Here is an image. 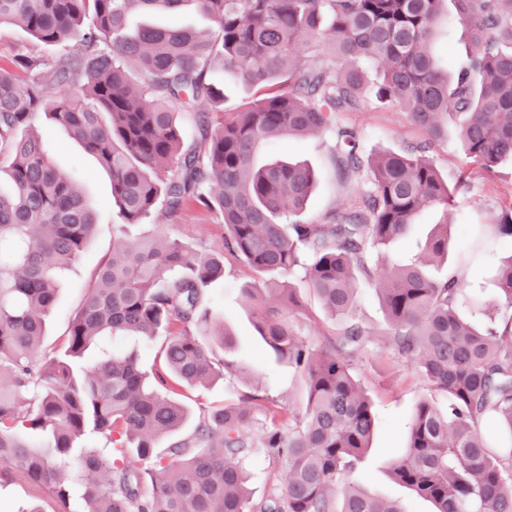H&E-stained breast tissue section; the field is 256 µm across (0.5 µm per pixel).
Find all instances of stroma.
<instances>
[{"label":"stroma","mask_w":512,"mask_h":512,"mask_svg":"<svg viewBox=\"0 0 512 512\" xmlns=\"http://www.w3.org/2000/svg\"><path fill=\"white\" fill-rule=\"evenodd\" d=\"M436 60L450 69L462 66L472 51V41L459 23L453 0H445L443 15L431 40ZM367 84L360 108L339 113L336 123L358 134L363 156L394 151L403 152L423 138L406 112L392 105L379 104L375 98L378 71L375 64L365 63ZM55 166L76 172L84 195L98 213L95 236L81 258L65 271L53 312L49 319L46 347L61 345L74 311L80 305L100 262L112 251V226L118 221L111 206V184L108 174L96 159L87 154L61 127L45 121L36 125ZM334 132L317 136L293 137L264 146L256 155L260 164L289 158L308 164L316 173L317 187L309 198L303 217L318 220L332 208L354 198V188L336 178L331 157ZM429 157L448 182L465 176L464 187L454 197L448 212L427 207L416 216L406 234L390 244L385 255L388 262L407 263L422 251L434 224L449 218L448 260L430 270L440 279L464 271L474 284L473 292L480 306L474 320L486 326L502 320L506 309L497 299L493 284L496 269L512 257V243L499 238L489 225V213L512 203V160H504L495 172L489 173L470 162L463 153L456 124H449L448 134L436 142ZM224 229L216 216L195 206L145 223L129 227L132 240L165 235L202 250L219 244ZM305 314L299 326L302 337L314 345L322 344L333 326L332 320L317 300L302 287L299 277H291ZM266 279L256 277L245 265L234 260L224 263V277L210 285L207 306L214 316L223 318L233 333L236 346L234 359L244 369L241 376L218 380L204 388L184 390L182 399L190 408L199 405H220L232 400L235 391L257 390L282 405L300 407L303 396L300 380L288 366L269 362L266 347L255 327V306L247 301V288L266 290ZM356 313L374 333L372 344L353 371L372 400L377 416L376 432L360 466L350 473L347 484L367 494L396 503L403 512H433L426 500L414 496L391 475L393 461L405 451L410 421L420 399L430 391L417 370L401 361L386 342L387 321L383 307L373 289L359 282Z\"/></svg>","instance_id":"stroma-1"}]
</instances>
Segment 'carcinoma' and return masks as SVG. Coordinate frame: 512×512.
Listing matches in <instances>:
<instances>
[{"label":"carcinoma","mask_w":512,"mask_h":512,"mask_svg":"<svg viewBox=\"0 0 512 512\" xmlns=\"http://www.w3.org/2000/svg\"><path fill=\"white\" fill-rule=\"evenodd\" d=\"M444 0H0V27L35 44L76 39L78 55L10 53L0 69V488L24 480L38 503L17 512H403L350 485L376 425L352 365L372 333L356 317L357 282L375 285L387 341L447 401L416 406L394 478L436 512H512V314L481 329L463 275L431 278L448 258V223L414 261L378 272L373 255L435 206L449 186L426 152L460 115L465 156L486 172L512 159V0H454L474 49L441 69L429 49ZM192 3L215 29L131 27L137 13ZM380 68L378 97L407 112L425 139L404 153L364 159L336 115L358 108L359 61ZM221 71L255 90L224 111ZM208 103L211 111L201 112ZM43 117L93 154L111 178L120 218L61 349L42 350L59 275L83 254L98 223L76 177L58 170L35 130ZM196 137L185 145V122ZM333 128L335 166L366 187L320 220L299 218L315 171L253 162L265 141ZM195 205L224 226L205 257L176 240L130 241L124 227ZM512 242V204L493 216ZM260 275L302 282L335 321L319 347L299 334L293 289L280 310L258 302L257 328L278 363L304 377L305 405L243 393L193 414L183 387L238 375L234 338L204 308L224 256ZM512 309V257L495 274ZM160 340L154 363L140 344ZM264 414L259 422L255 411ZM193 423L192 431L185 432ZM169 440L160 450L158 441ZM261 453L286 472L284 488L254 499L246 462ZM147 464L136 467V461ZM150 489H144L145 485Z\"/></svg>","instance_id":"obj_1"}]
</instances>
